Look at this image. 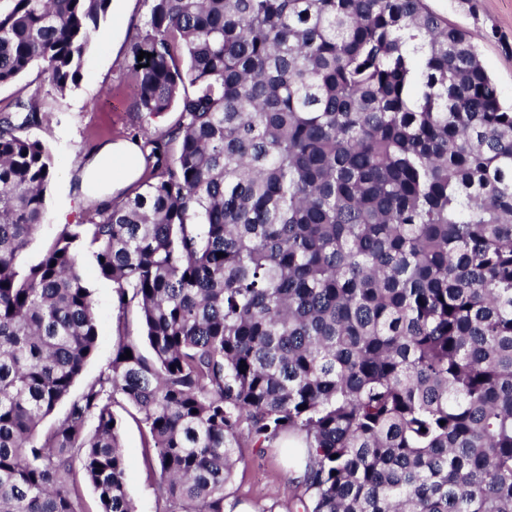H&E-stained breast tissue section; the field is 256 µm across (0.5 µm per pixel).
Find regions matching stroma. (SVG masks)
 Segmentation results:
<instances>
[{"label": "stroma", "instance_id": "1", "mask_svg": "<svg viewBox=\"0 0 512 512\" xmlns=\"http://www.w3.org/2000/svg\"><path fill=\"white\" fill-rule=\"evenodd\" d=\"M437 15L458 28L478 34V48L505 102L512 103V0H427ZM150 0H112L87 55L77 84L62 99L48 125L30 129V137L49 147L55 176L46 195L45 223L41 224L20 257L22 266L37 264L62 225L80 224L86 207L78 203L71 177L84 158L101 145L141 139L142 128L161 133L175 123L170 111L150 118L132 106L133 61L130 40L143 30ZM83 271L94 291L99 338L82 382L95 379L111 362L118 315L111 281L96 276L89 255H82ZM114 412L120 425L125 457V480L135 512H159L158 475L144 458L142 424L124 398ZM235 465L225 487V503L235 508L249 503L253 512H288V476L295 466L284 448H258L242 444L234 451Z\"/></svg>", "mask_w": 512, "mask_h": 512}]
</instances>
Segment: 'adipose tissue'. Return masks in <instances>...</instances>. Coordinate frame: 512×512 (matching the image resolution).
<instances>
[{
  "instance_id": "obj_1",
  "label": "adipose tissue",
  "mask_w": 512,
  "mask_h": 512,
  "mask_svg": "<svg viewBox=\"0 0 512 512\" xmlns=\"http://www.w3.org/2000/svg\"><path fill=\"white\" fill-rule=\"evenodd\" d=\"M140 171L141 155L136 144L115 142L104 145L78 173L74 194L81 201H109L134 183Z\"/></svg>"
}]
</instances>
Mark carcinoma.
Wrapping results in <instances>:
<instances>
[{
    "instance_id": "cac0c4a2",
    "label": "carcinoma",
    "mask_w": 512,
    "mask_h": 512,
    "mask_svg": "<svg viewBox=\"0 0 512 512\" xmlns=\"http://www.w3.org/2000/svg\"><path fill=\"white\" fill-rule=\"evenodd\" d=\"M10 2L0 86L47 90L0 111V512H86L84 482L134 512L118 394L161 512H224L234 449L287 436L289 512H512V108L476 35L426 0H151L134 107L179 117L142 191L24 268L54 175L27 132L111 0ZM82 248L117 344L74 395L99 336ZM40 84L37 70H31L17 81L3 85L0 87V109L9 107L18 95L30 93Z\"/></svg>"
}]
</instances>
